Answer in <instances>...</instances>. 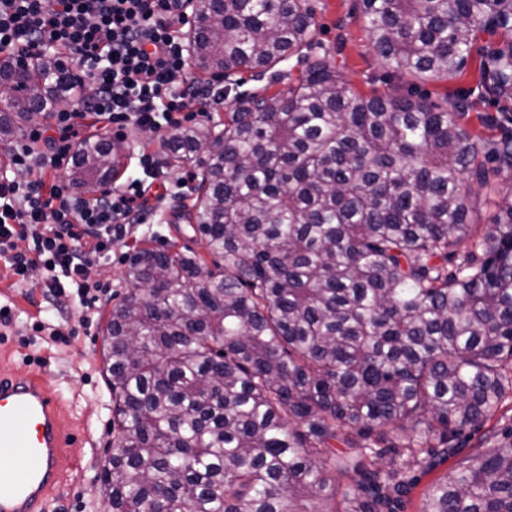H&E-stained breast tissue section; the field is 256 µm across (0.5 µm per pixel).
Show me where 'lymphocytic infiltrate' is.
Here are the masks:
<instances>
[{"mask_svg": "<svg viewBox=\"0 0 512 512\" xmlns=\"http://www.w3.org/2000/svg\"><path fill=\"white\" fill-rule=\"evenodd\" d=\"M189 0H0V58L68 53L93 89L74 86L70 108L54 112L52 127L28 126L12 147L13 177L0 183V257L15 276L44 269V286L57 299L88 312L98 299L94 266L142 223L158 162L144 157L143 178L109 193L80 196L70 182L45 184L49 169L69 166L85 120L104 129L178 131L187 100L211 110L224 91L189 79L191 53L175 29ZM27 252L14 250L17 240Z\"/></svg>", "mask_w": 512, "mask_h": 512, "instance_id": "lymphocytic-infiltrate-1", "label": "lymphocytic infiltrate"}]
</instances>
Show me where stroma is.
<instances>
[{
    "label": "stroma",
    "instance_id": "1",
    "mask_svg": "<svg viewBox=\"0 0 512 512\" xmlns=\"http://www.w3.org/2000/svg\"><path fill=\"white\" fill-rule=\"evenodd\" d=\"M316 35L314 54L328 55L330 61L360 94L401 93L406 83L376 59L359 9V0H313ZM167 135L163 132L136 133L124 139L125 154L120 160L115 184L141 178V155H157ZM191 188L168 192L146 223L131 228L123 244L117 245L111 263L99 264L95 278L102 286L90 318L74 308H55L44 295L41 268L28 272L18 282L7 262L0 258V307H10L11 321L0 325V349L9 351L16 378L28 371H41L47 382L67 402L71 428L81 429L85 438L80 447L67 451L48 512H103L99 473L107 462L112 439V401L106 383L103 330L111 307L128 289L123 277L124 259L131 247L147 242L166 249L190 244L185 220L176 211L188 203ZM63 325L70 331L68 343L52 344L45 334L36 333L35 324ZM512 423V392L506 394L496 413L481 426L465 430L462 437L468 451H482L499 440L505 426Z\"/></svg>",
    "mask_w": 512,
    "mask_h": 512
}]
</instances>
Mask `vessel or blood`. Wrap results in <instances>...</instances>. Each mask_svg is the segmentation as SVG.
I'll use <instances>...</instances> for the list:
<instances>
[{
	"label": "vessel or blood",
	"instance_id": "vessel-or-blood-1",
	"mask_svg": "<svg viewBox=\"0 0 512 512\" xmlns=\"http://www.w3.org/2000/svg\"><path fill=\"white\" fill-rule=\"evenodd\" d=\"M65 404L40 372L0 365V512H45L64 456Z\"/></svg>",
	"mask_w": 512,
	"mask_h": 512
}]
</instances>
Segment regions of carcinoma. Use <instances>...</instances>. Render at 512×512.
I'll return each mask as SVG.
<instances>
[{
    "mask_svg": "<svg viewBox=\"0 0 512 512\" xmlns=\"http://www.w3.org/2000/svg\"><path fill=\"white\" fill-rule=\"evenodd\" d=\"M193 2L199 70L298 55L304 71L164 145L198 169L184 217L212 260L126 256L104 335L105 512H403L419 475L459 455L420 512H512V426L482 452L459 443L512 388V131L473 132L468 105L512 101V0H360L375 55L415 86L462 73L477 33L499 37L443 108L363 96L309 55L311 0ZM0 79L6 144L72 91L58 57L28 77L1 60ZM119 153L83 141L70 181H112Z\"/></svg>",
    "mask_w": 512,
    "mask_h": 512,
    "instance_id": "cac0c4a2",
    "label": "carcinoma"
}]
</instances>
